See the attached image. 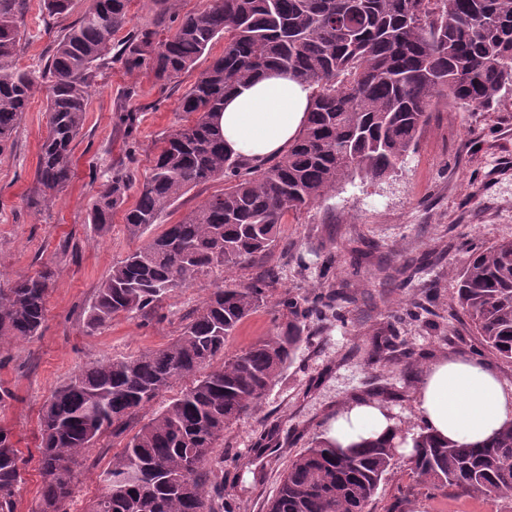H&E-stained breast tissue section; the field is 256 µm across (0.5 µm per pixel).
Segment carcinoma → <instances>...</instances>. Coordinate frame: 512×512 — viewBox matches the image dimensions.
Instances as JSON below:
<instances>
[{"mask_svg":"<svg viewBox=\"0 0 512 512\" xmlns=\"http://www.w3.org/2000/svg\"><path fill=\"white\" fill-rule=\"evenodd\" d=\"M131 0H93L54 41L42 72L18 57L25 0H0V151L13 143L29 100L46 88L49 130L27 195L41 211L73 176L72 144L81 135L96 79L112 66L115 36L129 23ZM175 27L162 40L132 29L119 56L130 70L149 64L170 82L194 68L214 44L213 58L180 97L191 117L163 138L124 224L142 237L191 189L224 180L181 221L122 261L85 310L92 331L121 313L154 309L169 293L213 269L246 268L276 245L289 212L327 202L356 175L381 180L414 147L441 99L482 109L512 91V0H208L181 13L179 0H153ZM50 19L71 0H44ZM284 70L312 88L308 119L288 151L269 164L246 162L224 148L213 123L224 97L259 74ZM125 177L108 176L89 214L99 237L124 208ZM454 304L468 316L481 344L512 363V239L466 251ZM59 270L0 288V350L40 334L48 290ZM273 273L213 290L163 349L97 361L52 393L40 418L43 483L38 512H66L72 465L107 430L120 436L127 418L162 391L190 380L181 395L155 412L112 458L106 491L87 512H218L223 485L206 466L230 424L249 415L278 381L303 341L300 316L323 314L317 297L277 336L232 356L224 345L236 326L267 302ZM224 362L217 367L218 356ZM401 446L418 483L462 495L492 494L512 504V427L481 444L437 440L425 427L406 436L343 449L324 435L290 460L266 512H366ZM21 456L0 427V512H15Z\"/></svg>","mask_w":512,"mask_h":512,"instance_id":"1","label":"carcinoma"}]
</instances>
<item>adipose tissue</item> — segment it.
<instances>
[{
  "label": "adipose tissue",
  "instance_id": "obj_1",
  "mask_svg": "<svg viewBox=\"0 0 512 512\" xmlns=\"http://www.w3.org/2000/svg\"><path fill=\"white\" fill-rule=\"evenodd\" d=\"M312 95L288 73L271 70L226 95L218 124L224 146L246 161L285 154L303 128ZM417 409L438 439L476 444L512 424V383L487 362L443 356L416 387ZM395 421L378 400L356 399L336 414L329 437L344 446L391 434Z\"/></svg>",
  "mask_w": 512,
  "mask_h": 512
}]
</instances>
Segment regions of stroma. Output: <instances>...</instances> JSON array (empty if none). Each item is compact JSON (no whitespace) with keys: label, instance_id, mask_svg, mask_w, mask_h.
Instances as JSON below:
<instances>
[{"label":"stroma","instance_id":"1","mask_svg":"<svg viewBox=\"0 0 512 512\" xmlns=\"http://www.w3.org/2000/svg\"><path fill=\"white\" fill-rule=\"evenodd\" d=\"M91 4L73 0L70 13L49 26L43 0H27L20 66L44 67L56 34ZM208 63L201 58L168 83L149 68L130 71L113 63L89 98L73 147L72 180L40 213L28 209L25 195L47 135L45 90L31 98L13 147L0 153V286L46 263L60 271L40 335L0 351V387L9 392L0 426L10 430L24 458L16 512L37 509L39 420L52 392L90 363L163 348L228 276L243 282L258 271L277 273L267 303L226 341L229 355L277 335L288 321L284 300L304 307L317 294L330 298L324 317L302 321L293 362L250 415L225 429L209 463L223 476L224 499L234 512H265L290 459L329 431L337 408L353 397L391 392L396 422L406 433L417 432L415 385L435 357H478L512 381V363L484 351L467 317L453 307L465 246L512 238V93L491 110L439 101L394 173L381 181L353 177L325 204L287 214L278 242L255 268L200 274L148 316L121 314L87 329L84 310L97 288L142 244L127 234L119 211L108 236L94 233L88 213L95 191L119 172L131 185L127 204L135 203L162 138L187 119L178 108L182 92ZM382 328L394 335L399 355L376 363L369 353ZM125 442L103 434L78 460L68 512H85L104 492L105 472ZM398 502L404 512H512L490 497L426 490L402 462L380 484L369 512H387Z\"/></svg>","mask_w":512,"mask_h":512}]
</instances>
